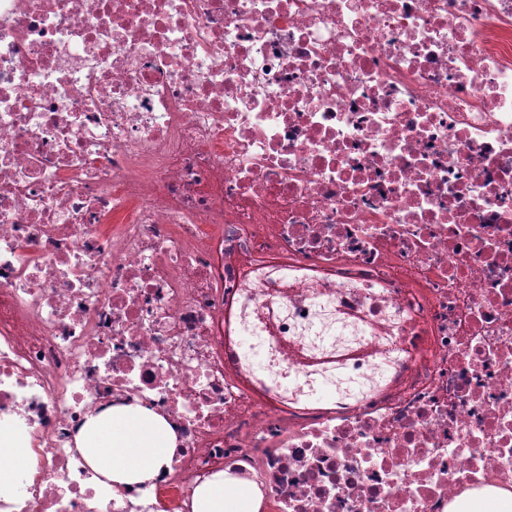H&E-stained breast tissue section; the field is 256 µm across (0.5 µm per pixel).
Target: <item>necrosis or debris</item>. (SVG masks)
I'll list each match as a JSON object with an SVG mask.
<instances>
[{"label": "necrosis or debris", "mask_w": 512, "mask_h": 512, "mask_svg": "<svg viewBox=\"0 0 512 512\" xmlns=\"http://www.w3.org/2000/svg\"><path fill=\"white\" fill-rule=\"evenodd\" d=\"M329 300L387 380L324 407L225 358ZM171 464L117 486L89 416ZM0 512H450L512 487V0H0ZM175 434L167 422L140 407L88 418L77 445L97 473L119 485L154 480L169 466ZM262 494L252 481L216 471L196 490L193 512H258Z\"/></svg>", "instance_id": "obj_1"}]
</instances>
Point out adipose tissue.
<instances>
[{
	"mask_svg": "<svg viewBox=\"0 0 512 512\" xmlns=\"http://www.w3.org/2000/svg\"><path fill=\"white\" fill-rule=\"evenodd\" d=\"M175 434L145 409L105 411L88 418L77 445L97 473L119 485L154 480L170 464ZM262 494L252 481L216 471L196 490L193 512H258Z\"/></svg>",
	"mask_w": 512,
	"mask_h": 512,
	"instance_id": "1",
	"label": "adipose tissue"
}]
</instances>
